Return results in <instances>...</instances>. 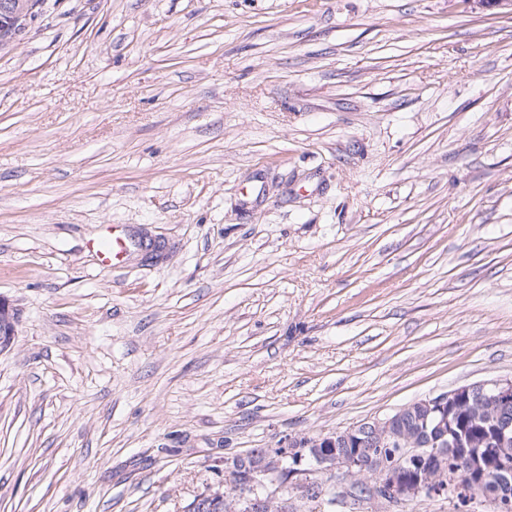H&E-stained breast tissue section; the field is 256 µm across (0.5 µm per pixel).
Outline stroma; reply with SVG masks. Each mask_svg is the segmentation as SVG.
<instances>
[{"instance_id":"obj_1","label":"stroma","mask_w":512,"mask_h":512,"mask_svg":"<svg viewBox=\"0 0 512 512\" xmlns=\"http://www.w3.org/2000/svg\"><path fill=\"white\" fill-rule=\"evenodd\" d=\"M0 296V512H184L225 458L512 378V9L41 0ZM333 484L298 512L493 510ZM92 248L101 262L111 267L119 265L121 259L127 253L125 239L116 224L112 225V232L98 239L92 244ZM16 313L9 303L0 297V352L7 348L15 335Z\"/></svg>"}]
</instances>
